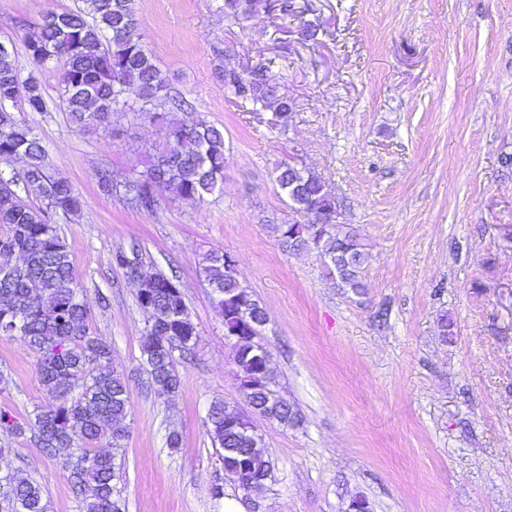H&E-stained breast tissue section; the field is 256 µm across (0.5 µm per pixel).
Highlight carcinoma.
I'll return each mask as SVG.
<instances>
[{
    "instance_id": "1",
    "label": "carcinoma",
    "mask_w": 512,
    "mask_h": 512,
    "mask_svg": "<svg viewBox=\"0 0 512 512\" xmlns=\"http://www.w3.org/2000/svg\"><path fill=\"white\" fill-rule=\"evenodd\" d=\"M270 10L268 0H224V19L242 24ZM25 49L36 70L22 83L15 50L0 52V159L18 157L26 162L21 179L0 177V336H19L36 353V373L49 404L34 418L20 423L0 411V429L22 435L29 431L48 453L69 450L64 468L77 466L68 479L82 499L83 512H122L113 498L115 455L92 444L105 439L122 447L128 416L129 375L112 365L111 346L89 326V310L73 263L69 244L59 234L54 217L74 216L82 199L71 183L48 174L46 148L28 123L17 119L23 112H45L47 101L40 71L61 66V102L70 127H90L104 132L112 116L131 109L128 95L139 101L138 111L166 130V145L146 159V170L124 183V194L136 206L152 210L158 197L169 192L183 199L202 198L221 189L226 163L224 130L203 120L184 121L170 116L181 105L170 100L168 80L142 39L135 0H80L76 7L48 10L26 36ZM224 88L258 111L272 113L286 126L296 103L269 74L249 81L231 69H222ZM300 172L302 187L288 198L297 213L313 214L311 224H273L283 248L314 251L320 261L337 263L336 287L360 294L365 288L367 254L350 224L340 228L318 219L336 212V198L322 179L310 170L284 163L275 181L288 194V180ZM33 189L45 201L28 204L17 187ZM135 282L139 307L148 315L142 337L138 374L160 397L181 387L173 350L195 345L188 337L196 329L177 285L143 259L123 267ZM204 279L225 323L238 328L233 344V364L244 403L253 415L292 427L297 414L275 389L276 374L256 359L261 343L239 316V302L262 309L228 265L226 252L213 250L206 257ZM212 440L224 450V472L245 470L242 490L258 492L272 478V464L254 452L255 438L241 429L236 408L214 401L208 413ZM41 485L20 470L0 471V512H48Z\"/></svg>"
}]
</instances>
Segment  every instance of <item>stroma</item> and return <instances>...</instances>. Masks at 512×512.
I'll list each match as a JSON object with an SVG mask.
<instances>
[{"label":"stroma","mask_w":512,"mask_h":512,"mask_svg":"<svg viewBox=\"0 0 512 512\" xmlns=\"http://www.w3.org/2000/svg\"><path fill=\"white\" fill-rule=\"evenodd\" d=\"M223 0H136L143 38L186 99L184 116L223 127L224 188L201 200L171 194L157 210L102 194L98 171L137 177L165 145L144 115L120 112L109 132H76L59 107V76L41 81L48 111L20 118L42 138L52 175L82 198L57 217L92 327L132 375L123 512H512V0H290L238 26ZM77 0H0V39L21 76L24 39L49 9ZM312 25L316 38L302 39ZM271 73L297 101L287 126L235 102L219 66ZM314 171L368 254L362 294L336 288L312 254H290L274 224L309 223L277 186L282 163ZM138 247L179 285L198 337L178 358L171 397L134 375L147 316L117 268ZM214 250L236 260L268 312L259 336L279 395L299 423L255 424L273 466L258 495L224 474L208 433L215 400L240 403L224 318L202 268ZM453 334L441 337V322ZM36 354L0 336V409L33 417L48 398ZM178 447L166 444L169 432ZM0 470L23 467L50 512H82L60 457L32 435L0 430Z\"/></svg>","instance_id":"1"}]
</instances>
